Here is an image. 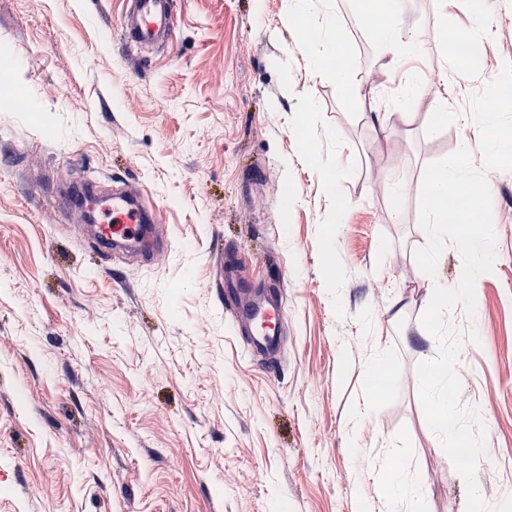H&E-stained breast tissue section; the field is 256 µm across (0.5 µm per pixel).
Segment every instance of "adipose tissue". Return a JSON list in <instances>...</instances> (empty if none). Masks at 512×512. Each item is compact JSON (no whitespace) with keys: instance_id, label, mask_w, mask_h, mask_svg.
Instances as JSON below:
<instances>
[{"instance_id":"obj_1","label":"adipose tissue","mask_w":512,"mask_h":512,"mask_svg":"<svg viewBox=\"0 0 512 512\" xmlns=\"http://www.w3.org/2000/svg\"><path fill=\"white\" fill-rule=\"evenodd\" d=\"M361 18L378 42L387 60L388 71H395L400 59L413 52L419 44L414 34L404 33L397 24L395 0H360ZM294 16L300 26L296 34L298 47L309 50L315 69H323L328 57L334 56L339 43L334 38L340 25L335 14L320 11L316 0H295Z\"/></svg>"}]
</instances>
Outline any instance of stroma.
<instances>
[{"label":"stroma","mask_w":512,"mask_h":512,"mask_svg":"<svg viewBox=\"0 0 512 512\" xmlns=\"http://www.w3.org/2000/svg\"><path fill=\"white\" fill-rule=\"evenodd\" d=\"M447 2L402 0L421 40L388 75L357 0H330L365 93L385 102L416 78L411 108L373 125L296 47L291 0H176L171 47L141 62L118 39L124 0H0V101L32 106L0 105V512H409L384 494L391 454L427 512H465L416 371L438 351L420 318L461 257L447 246L421 271L418 200L426 164L480 141L462 117L512 60V0H493L482 61L462 72L444 36L476 8ZM114 177L162 213L170 244L151 264L105 256L55 210L60 187ZM488 181L496 260L474 316L446 318L486 431L477 483L498 504L512 497V172ZM219 251L236 287L281 296L280 366L225 314ZM379 357L392 379L373 402Z\"/></svg>","instance_id":"stroma-1"}]
</instances>
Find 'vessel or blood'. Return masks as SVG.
<instances>
[{
    "instance_id": "b4317fda",
    "label": "vessel or blood",
    "mask_w": 512,
    "mask_h": 512,
    "mask_svg": "<svg viewBox=\"0 0 512 512\" xmlns=\"http://www.w3.org/2000/svg\"><path fill=\"white\" fill-rule=\"evenodd\" d=\"M174 14L173 0H127L122 19L127 49L145 51L168 46L175 34ZM108 199V205L102 206L96 216V246L106 253L119 243H137L141 246V263H149L168 244L167 239L146 236L148 224L159 219L158 211L146 210L121 179L114 180ZM225 310L245 334L249 350L268 354L277 351L281 342L278 298L269 297L247 311L231 300Z\"/></svg>"
}]
</instances>
